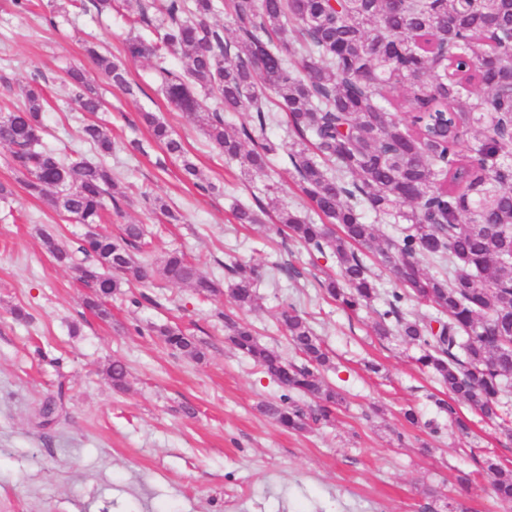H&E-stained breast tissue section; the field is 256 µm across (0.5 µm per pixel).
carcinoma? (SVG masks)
<instances>
[{"label":"carcinoma","instance_id":"obj_1","mask_svg":"<svg viewBox=\"0 0 512 512\" xmlns=\"http://www.w3.org/2000/svg\"><path fill=\"white\" fill-rule=\"evenodd\" d=\"M127 7L129 34L124 57L100 46L88 54L101 80L132 96L127 62L155 61L160 88L189 114L224 157L248 172L267 174L278 146L267 136L276 113H285L295 136L284 164L308 199L301 214L277 200L272 212L291 237L311 253L336 260L337 271L319 282L325 297L347 312L382 301L376 335L395 336L415 347L420 369L448 391L439 412L460 431L466 421L457 404L512 435V0H120ZM162 17L152 41L139 29ZM227 24L213 21L219 12ZM176 52L181 67L165 65ZM500 59L493 73L491 57ZM80 112L101 108L84 72H67ZM23 105L0 113V144L32 196L78 224L100 223L113 187L103 162L81 155L61 157L42 145L47 100L39 84L22 90ZM226 112H247L248 123L230 124ZM138 119L166 153L183 163L192 180L196 166L182 140L152 112ZM82 138L102 157L112 152L104 127H82ZM240 224H255L254 208L235 202ZM372 213L401 225L384 239ZM144 229L127 224L118 237L96 233L94 244L73 252L43 238L57 264L74 269L89 290L87 307L110 317L108 301L125 284L158 276L209 299L223 292L214 279L180 252L154 263L141 261ZM394 275L382 288L369 262ZM427 263L435 272L426 271ZM228 290L236 307H260L257 268L227 266ZM421 302L433 312L410 318ZM300 361L290 362L261 345L251 327L224 317L228 340L286 390L261 410L282 427L300 430L308 421H328L344 400L322 370L330 357L297 309L280 312ZM164 343L191 359L203 357L197 339L179 328L159 330ZM120 361L108 367L112 387L126 385ZM494 497L512 503V469L488 463Z\"/></svg>","mask_w":512,"mask_h":512}]
</instances>
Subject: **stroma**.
I'll return each instance as SVG.
<instances>
[{
    "label": "stroma",
    "mask_w": 512,
    "mask_h": 512,
    "mask_svg": "<svg viewBox=\"0 0 512 512\" xmlns=\"http://www.w3.org/2000/svg\"><path fill=\"white\" fill-rule=\"evenodd\" d=\"M50 14L52 27L44 21ZM128 30L117 11L30 0L21 15L13 0H0V112L22 105V87L39 82L48 101L44 147L62 156L76 151L91 162L99 156L81 141V128L105 126L113 142L107 163L121 199L98 231L116 236L124 225H144L145 258L180 250L219 280L225 263L255 266L262 302L240 313L229 294L202 299L157 277L124 286L111 300L110 319L98 318L84 305L86 288L42 242L47 232L77 249L86 226L30 195L0 147V182L13 188L0 201V512H443L450 501L467 512H505L483 460L511 468L512 439L464 405L466 432L429 436L424 423L438 417L441 388L417 366L415 349L376 336L373 310L351 314L323 299L318 283L333 259L309 254L269 216L257 224L234 220L232 201L252 203L265 177L241 175L167 101L149 62L128 66L139 87L133 96L97 77L85 41L120 57ZM70 68L90 75L101 111L76 110L65 80ZM143 111L180 136L211 191L187 180L182 162L138 123ZM269 136L281 149L272 158L280 168L279 197L305 210L307 198L281 166L291 144L286 125L273 126ZM133 139L143 152L129 150ZM156 197L171 216L153 210ZM290 305L331 352L325 378L346 397L331 423L300 432L261 412L283 389L238 354L224 331L225 316L243 315L262 345L291 355L277 322ZM18 308L28 320L15 319ZM163 325L202 341L203 358L170 350L158 334ZM115 360L129 372L121 390L106 377ZM371 362L377 371L368 370ZM50 402L57 408L47 417ZM410 406L422 425L404 421Z\"/></svg>",
    "instance_id": "obj_1"
}]
</instances>
